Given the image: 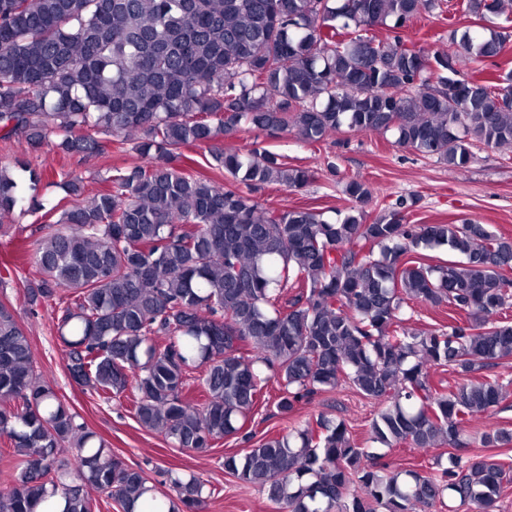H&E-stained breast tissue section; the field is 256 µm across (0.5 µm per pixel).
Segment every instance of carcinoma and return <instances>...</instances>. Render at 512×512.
<instances>
[{
	"label": "carcinoma",
	"mask_w": 512,
	"mask_h": 512,
	"mask_svg": "<svg viewBox=\"0 0 512 512\" xmlns=\"http://www.w3.org/2000/svg\"><path fill=\"white\" fill-rule=\"evenodd\" d=\"M444 0H0V139L51 142L65 156L134 144L147 159L115 167L107 188L60 172L66 196L38 198L42 173L22 156L0 164V213L56 217L30 244V306L55 304L71 380L130 399L139 425L204 452L272 402L288 418L348 384L379 405L373 439L393 450L448 447L447 463L392 468L323 416L224 457L281 512H413L443 499L496 512L512 467L466 452L472 417L507 409L508 385L482 370L512 360V240L482 224H406L402 201L368 221L371 188L350 181L334 221L315 209L271 210L268 184L300 189L311 171L275 153L228 150L243 131L319 143L347 127L462 167L481 143L512 154V78L462 75L455 54H427L393 31ZM484 19L506 0H467ZM512 29L450 34L456 54L498 56ZM201 148L221 184L184 172ZM446 246L460 259L426 262ZM0 277V436L14 477L0 512H36L59 494L91 512L88 489L135 512H205V483L168 473L174 494L112 454L37 372ZM296 289L291 297L285 290ZM416 304L459 314L448 330L402 326ZM447 367L460 377L434 382ZM197 383L201 398L185 394ZM509 448L512 430L478 434ZM77 465H65V454Z\"/></svg>",
	"instance_id": "obj_1"
}]
</instances>
